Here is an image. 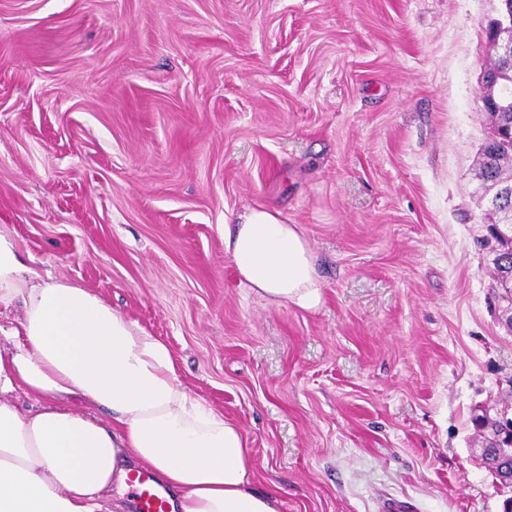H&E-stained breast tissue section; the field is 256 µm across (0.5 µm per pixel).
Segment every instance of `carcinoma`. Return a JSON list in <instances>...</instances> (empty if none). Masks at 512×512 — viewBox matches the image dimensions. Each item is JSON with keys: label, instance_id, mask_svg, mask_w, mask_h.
I'll use <instances>...</instances> for the list:
<instances>
[{"label": "carcinoma", "instance_id": "cac0c4a2", "mask_svg": "<svg viewBox=\"0 0 512 512\" xmlns=\"http://www.w3.org/2000/svg\"><path fill=\"white\" fill-rule=\"evenodd\" d=\"M497 51V58L492 64L493 69L505 65L507 54H512V29H504L492 40ZM502 100V107L496 112H490L494 121V130L489 143L481 150L477 179L480 181L482 197L488 198L490 211L498 216L493 227L503 231V234L493 236L494 245L490 251L494 254L492 262L497 274V284L504 290L502 299L512 304V136H502L500 132L512 127V92L502 96L501 86H488L485 100ZM503 462L512 460V446L505 448H488L480 454L481 464L492 474H499V467L494 458Z\"/></svg>", "mask_w": 512, "mask_h": 512}]
</instances>
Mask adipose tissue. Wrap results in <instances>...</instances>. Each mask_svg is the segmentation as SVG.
<instances>
[{"label": "adipose tissue", "instance_id": "1", "mask_svg": "<svg viewBox=\"0 0 512 512\" xmlns=\"http://www.w3.org/2000/svg\"><path fill=\"white\" fill-rule=\"evenodd\" d=\"M224 251L258 297L318 308L299 225L269 207L224 227ZM0 512H123L113 483L151 470L173 512H282L259 487L240 427L181 384L168 346L76 283L25 261L0 224ZM24 392L36 409L10 401Z\"/></svg>", "mask_w": 512, "mask_h": 512}]
</instances>
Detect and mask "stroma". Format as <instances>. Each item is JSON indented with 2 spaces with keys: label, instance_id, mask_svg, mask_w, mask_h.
Masks as SVG:
<instances>
[{
  "label": "stroma",
  "instance_id": "obj_1",
  "mask_svg": "<svg viewBox=\"0 0 512 512\" xmlns=\"http://www.w3.org/2000/svg\"><path fill=\"white\" fill-rule=\"evenodd\" d=\"M499 0H0V224L171 350L282 512H502L512 330L474 169ZM300 225L317 310L224 224ZM227 223L224 251L251 292L277 306L318 308L322 285L299 225L264 206L245 208Z\"/></svg>",
  "mask_w": 512,
  "mask_h": 512
}]
</instances>
